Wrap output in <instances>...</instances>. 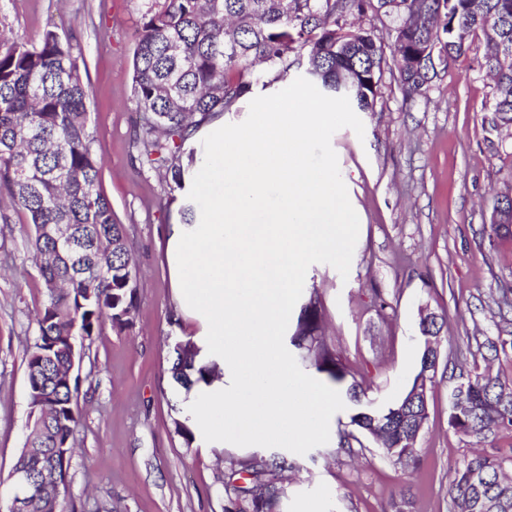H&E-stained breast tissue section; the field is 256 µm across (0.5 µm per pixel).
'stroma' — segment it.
<instances>
[{"label": "stroma", "mask_w": 512, "mask_h": 512, "mask_svg": "<svg viewBox=\"0 0 512 512\" xmlns=\"http://www.w3.org/2000/svg\"><path fill=\"white\" fill-rule=\"evenodd\" d=\"M153 0H0V25L29 39L48 27L75 36L92 95L103 190L124 224L136 275V308L125 329L104 327L84 346L65 512H224L221 460L249 455L232 444L185 446L174 420L168 345L187 338L166 264L167 227L181 219L185 191L171 190L135 139V32ZM483 37L435 79L406 98L396 70H384L363 135L343 128L331 145L359 236L348 278L312 265L305 290L321 296L323 341L332 372L308 375L338 391L362 383L377 405L395 402L419 362V310L446 324L428 420L414 463L387 457L364 434L340 447L352 408L335 413L330 440L289 454L293 468L280 512H448V484L477 447L512 459V434L477 440L448 423V394L460 374L482 366L470 336L498 333L496 290L512 282V241L489 246L483 227L496 192L512 185V132L494 128L492 83L480 67ZM26 215L0 198V512L10 503L9 473L28 421L26 349L45 290L27 251ZM387 308H380L379 300Z\"/></svg>", "instance_id": "obj_1"}]
</instances>
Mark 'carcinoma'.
Here are the masks:
<instances>
[{"label": "carcinoma", "instance_id": "1", "mask_svg": "<svg viewBox=\"0 0 512 512\" xmlns=\"http://www.w3.org/2000/svg\"><path fill=\"white\" fill-rule=\"evenodd\" d=\"M390 21V52L364 28L336 39V23L367 13ZM485 40L481 68L493 82V122L512 126V0H160L141 17L133 55V97L141 117L136 147L165 168L174 187H184V146L203 126L235 112L256 85L284 80L306 51L309 77L330 96L344 76L354 80L355 108L372 105L384 66L397 69L405 94L421 95L442 70ZM178 51H171V45ZM90 85L84 81L72 40L54 29L38 42L6 38L0 31V196L29 219L28 252L44 283L46 299L37 314L38 334L26 353L29 415L27 435L14 467L37 476L55 463L70 468L72 453L57 448L80 422L78 379L58 385L54 377L70 362L69 336L88 340L105 324L124 328L134 308L131 256L124 248L109 267L97 266L100 250L126 239V229L101 189V167L88 127ZM68 224L76 245L68 250L45 232ZM301 307L290 338L296 356L313 359L319 371L336 364L321 340L320 297L313 290ZM505 351L502 337L477 344L485 361ZM173 387L190 391L210 384L213 363L193 347L188 354L169 346ZM436 353L422 349L419 369L396 402L369 401L351 423L381 441L384 453L412 461L416 440L428 419L427 405L414 391L419 379L434 383ZM458 401H448V419L464 436L487 439L512 432V385L488 372L462 381ZM505 460L482 450L458 465L448 488L458 512H512V475ZM224 512H277L283 488L284 456L253 453L224 460ZM62 491L39 498L36 512H62Z\"/></svg>", "mask_w": 512, "mask_h": 512}]
</instances>
